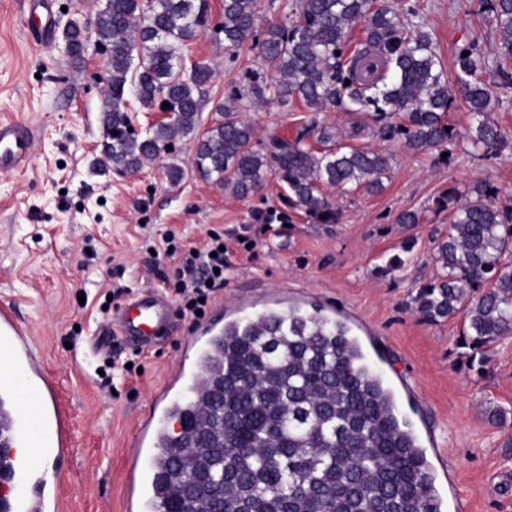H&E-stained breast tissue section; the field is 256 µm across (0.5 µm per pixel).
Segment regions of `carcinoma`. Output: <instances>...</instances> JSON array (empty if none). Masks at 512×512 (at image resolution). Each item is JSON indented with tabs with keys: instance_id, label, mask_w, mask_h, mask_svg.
<instances>
[{
	"instance_id": "cac0c4a2",
	"label": "carcinoma",
	"mask_w": 512,
	"mask_h": 512,
	"mask_svg": "<svg viewBox=\"0 0 512 512\" xmlns=\"http://www.w3.org/2000/svg\"><path fill=\"white\" fill-rule=\"evenodd\" d=\"M483 3L499 34L494 63L472 38L457 52L456 84L477 122L472 144L492 159L507 145L490 118V87L512 89V0ZM257 6L224 0L214 22L209 0H101L92 27L69 25V62L79 63L90 45L107 55L101 155L112 170L138 172L175 138H187L202 177L245 196L260 189L273 164L289 200L321 221L335 218L321 186L380 185L390 167L383 151H314L302 135L259 148L252 125L222 103L218 118L199 132L215 72L206 62L186 68L184 48L208 31L224 35L231 55L250 44L276 72L270 80L261 66L246 69L231 84L229 101L295 98L310 112H370L375 138L448 151L453 98L421 24L376 0H301L294 20L260 31ZM358 24L360 41L351 36ZM131 96L150 110L165 102L175 117L130 132ZM497 194L479 182L463 200L453 193L442 199L453 215L438 244L448 275L411 299L428 320L461 316L477 352L512 333V267L502 263L512 244V208L496 205ZM197 374L191 394L173 404L171 418L183 429L165 430L155 456L153 512H441L424 451L345 323L299 308L227 322L200 356ZM202 468L224 472V496L208 488L177 495Z\"/></svg>"
}]
</instances>
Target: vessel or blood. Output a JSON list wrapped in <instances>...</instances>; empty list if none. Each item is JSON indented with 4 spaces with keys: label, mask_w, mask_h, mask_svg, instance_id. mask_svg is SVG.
<instances>
[{
    "label": "vessel or blood",
    "mask_w": 512,
    "mask_h": 512,
    "mask_svg": "<svg viewBox=\"0 0 512 512\" xmlns=\"http://www.w3.org/2000/svg\"><path fill=\"white\" fill-rule=\"evenodd\" d=\"M33 15L19 24L37 42L51 31L49 0H32ZM33 130L11 120H0V172L25 166L34 153ZM169 307L145 291L118 309L112 328L104 329L101 347H108L113 331L131 341L149 345L167 326ZM58 387L49 377L18 322L15 308L0 305V512H60L58 476L52 462L71 451L70 423L57 405Z\"/></svg>",
    "instance_id": "vessel-or-blood-1"
}]
</instances>
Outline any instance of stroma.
Masks as SVG:
<instances>
[{
    "instance_id": "obj_1",
    "label": "stroma",
    "mask_w": 512,
    "mask_h": 512,
    "mask_svg": "<svg viewBox=\"0 0 512 512\" xmlns=\"http://www.w3.org/2000/svg\"><path fill=\"white\" fill-rule=\"evenodd\" d=\"M95 2L52 0L55 32L38 45L18 23L31 0H0V119L26 123L36 137L27 166L0 173V303L16 307L72 421V452L58 484L63 512H126L125 479L146 468L138 427L148 419L165 425L155 398L184 357L185 336L201 324L216 329L228 318L292 304L352 326L420 439L442 512H512V335L488 346L480 365L464 344L461 318L431 322L410 306L417 288L445 273L437 260V243L450 228V212L439 205L445 195L466 196L485 181L497 187L499 206H512V89L493 92L500 104L491 117L509 142L490 160L474 153L475 121L461 99L448 112L456 138L445 163L400 138L379 142L366 113H319L337 145L379 147L391 158L380 191L327 189L338 218L319 221L289 201L276 171L247 197L201 178L185 140L138 172L95 166L104 140L106 58L90 50L72 66L62 39L69 21L93 18ZM396 2L415 5L446 76L471 35L495 50L496 25L482 0ZM187 55L216 73L201 114L206 128L256 53L245 47L229 59L223 42L206 33ZM236 109L262 145L276 136L295 139L310 118L297 100H244ZM173 163L183 170L176 184L168 176ZM269 211L286 221L264 234L255 217ZM405 211L416 212L418 223H398ZM213 230L223 232L228 248L224 286L196 320L179 309L169 285L177 262L164 256L162 240L171 233L199 247ZM398 254L403 265L388 269ZM141 291L167 300L166 336L143 350L116 335L110 349H100L95 339L113 310ZM501 410L502 422L495 418Z\"/></svg>"
}]
</instances>
